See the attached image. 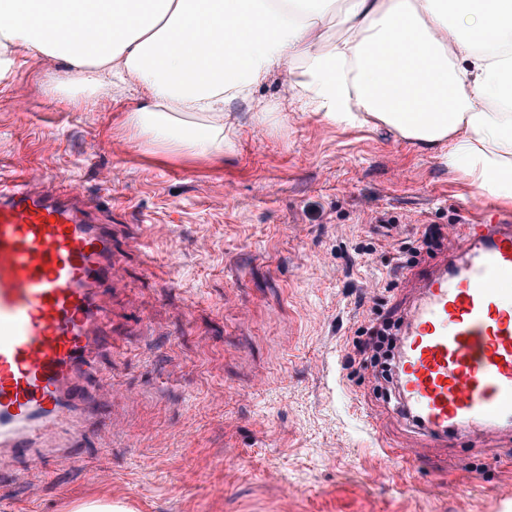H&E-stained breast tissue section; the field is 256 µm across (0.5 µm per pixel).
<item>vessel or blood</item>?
<instances>
[{
  "mask_svg": "<svg viewBox=\"0 0 512 512\" xmlns=\"http://www.w3.org/2000/svg\"><path fill=\"white\" fill-rule=\"evenodd\" d=\"M0 183V477L40 468L84 436V389L119 279L112 226L77 185L26 158ZM405 320L397 381L406 420L433 447L512 425V218L462 221Z\"/></svg>",
  "mask_w": 512,
  "mask_h": 512,
  "instance_id": "b4317fda",
  "label": "vessel or blood"
}]
</instances>
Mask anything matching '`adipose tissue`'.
I'll use <instances>...</instances> for the list:
<instances>
[{"label": "adipose tissue", "mask_w": 512, "mask_h": 512, "mask_svg": "<svg viewBox=\"0 0 512 512\" xmlns=\"http://www.w3.org/2000/svg\"><path fill=\"white\" fill-rule=\"evenodd\" d=\"M0 0L13 51L50 56L90 84L144 86L127 123L150 142L220 156L227 105L297 59L302 110L373 120L447 147L449 167L512 202V0ZM97 29V41L80 29ZM386 45V56L373 53Z\"/></svg>", "instance_id": "1"}]
</instances>
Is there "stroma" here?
<instances>
[{
	"instance_id": "1",
	"label": "stroma",
	"mask_w": 512,
	"mask_h": 512,
	"mask_svg": "<svg viewBox=\"0 0 512 512\" xmlns=\"http://www.w3.org/2000/svg\"><path fill=\"white\" fill-rule=\"evenodd\" d=\"M289 61L227 107L223 156L145 143L138 86L89 91L62 61L0 74V180L27 156L115 228L122 279L71 458L0 482V512H512V435L433 448L346 369L365 319L403 321L433 261L400 242L490 201L444 152L293 103ZM411 449L410 458L400 455ZM420 226L416 229L414 240L403 242V246L392 257L394 264L391 267V275L394 278L403 270L417 264L423 252L432 254L434 250L440 249L442 246L443 235L437 224H422Z\"/></svg>"
}]
</instances>
